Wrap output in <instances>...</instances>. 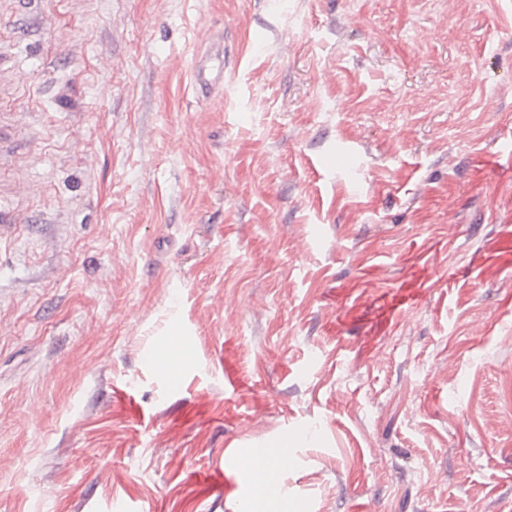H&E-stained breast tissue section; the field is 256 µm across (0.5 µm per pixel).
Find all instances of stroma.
Segmentation results:
<instances>
[{
    "instance_id": "stroma-1",
    "label": "stroma",
    "mask_w": 512,
    "mask_h": 512,
    "mask_svg": "<svg viewBox=\"0 0 512 512\" xmlns=\"http://www.w3.org/2000/svg\"><path fill=\"white\" fill-rule=\"evenodd\" d=\"M507 12L0 0V512H512ZM223 80L224 72L220 65L216 68L215 74L212 70L208 72L206 68L198 64L193 68L192 84L194 92L200 96H209L216 85H219ZM265 456L277 466H287L295 457V450L279 442L269 444L266 455L258 448L252 450L247 458V464L253 475L255 489L260 491L266 489L276 471L273 465L265 463Z\"/></svg>"
}]
</instances>
